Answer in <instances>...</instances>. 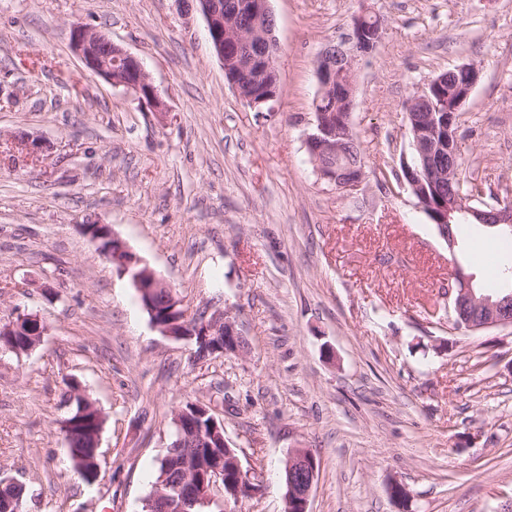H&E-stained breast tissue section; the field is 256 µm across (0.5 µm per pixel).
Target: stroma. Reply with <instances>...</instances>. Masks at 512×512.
Wrapping results in <instances>:
<instances>
[{"instance_id": "1", "label": "stroma", "mask_w": 512, "mask_h": 512, "mask_svg": "<svg viewBox=\"0 0 512 512\" xmlns=\"http://www.w3.org/2000/svg\"><path fill=\"white\" fill-rule=\"evenodd\" d=\"M383 21L357 67L351 126L365 179L319 180L306 150L316 59L360 7ZM278 101L231 88L206 24L180 0H0V319L40 315L41 343L0 350V475L24 512H141L174 411L211 405L284 512L290 449L319 465L310 512H512V329L454 331V264L498 291L475 253L512 239L465 225L449 252L401 181L406 101L455 67L481 78L458 114L462 175L512 202V0H270ZM82 23L139 57L159 115L88 73ZM39 143L31 154L30 143ZM113 232L189 316L231 309L246 355L198 361L161 334L130 280L83 231ZM76 377L102 410L99 473L71 468L61 430Z\"/></svg>"}]
</instances>
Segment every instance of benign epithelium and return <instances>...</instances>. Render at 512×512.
Returning a JSON list of instances; mask_svg holds the SVG:
<instances>
[{
	"instance_id": "7a95c632",
	"label": "benign epithelium",
	"mask_w": 512,
	"mask_h": 512,
	"mask_svg": "<svg viewBox=\"0 0 512 512\" xmlns=\"http://www.w3.org/2000/svg\"><path fill=\"white\" fill-rule=\"evenodd\" d=\"M188 11L200 13L207 28L211 46L224 67L228 83L255 111H271L280 93L279 70L276 64L279 47L273 27L267 24L271 18L269 0H179ZM243 13L255 19L252 29L244 31L235 25V18ZM383 33L382 21L368 8L363 7L353 16L348 32L341 45H327L316 60V77L319 85L313 102V129L306 137L312 162L320 179L337 184L342 191L358 189L364 173L358 172L348 181L336 183L334 171L323 163L327 156L336 154L338 139L344 131L351 130L346 113L352 111L356 89V69L359 60L371 54L379 44ZM70 42L85 69L101 77L116 88L135 96L142 106L162 113L166 105L153 85L144 63L136 56L115 45L110 39L83 25L71 28ZM480 78L474 65L456 67L429 80L406 103L409 112H424L425 125L415 132L412 148L416 152L414 163L403 161L401 170L409 188L420 193L426 185L443 182L457 173L458 143L456 121L458 112ZM448 84V102L439 107L430 104L428 89ZM443 113V129L448 131V169L435 165L436 144L427 137L426 124L433 119V112ZM456 211L466 213L476 224H512L511 207H475L448 202L445 211L434 214V223L452 221ZM95 240L112 266L130 278L136 288L142 306L150 312L151 320L166 336L175 338L200 336L204 340H218L217 351L240 354L246 348V340L237 327L231 312L226 310L210 318L199 317L194 330L187 332V312L182 301L165 279L151 269L115 237L106 224L93 226ZM472 278L462 273L453 276L448 284V305L460 315L457 327L470 331L492 328H512V293L492 299L477 296L472 288ZM165 292L172 308L178 314L182 330L174 331L164 318L155 317L153 299ZM24 331L30 337L31 346H37L46 331V325L36 313L15 312L6 322L0 321V335L12 336ZM174 430L170 432L169 448H195L204 444L213 447L215 440L224 447V461L207 465L201 459L185 452L181 457V472L176 478L162 479L154 485L145 512H233L231 504L241 503L244 498H254L259 490L252 482L231 484L224 482V470L243 472L237 452L225 436L224 422L210 415L203 405L192 403L180 408L173 415ZM318 473V463L307 448H293L285 462V512H309V503ZM222 483V497L212 494L217 483Z\"/></svg>"
}]
</instances>
